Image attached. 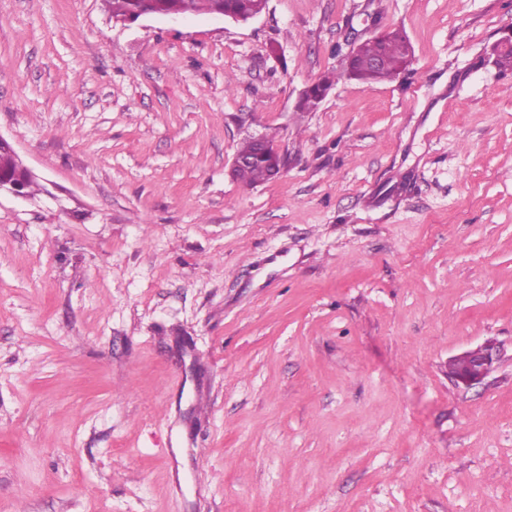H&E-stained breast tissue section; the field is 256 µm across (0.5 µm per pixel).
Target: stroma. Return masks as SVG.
<instances>
[{
  "mask_svg": "<svg viewBox=\"0 0 512 512\" xmlns=\"http://www.w3.org/2000/svg\"><path fill=\"white\" fill-rule=\"evenodd\" d=\"M394 28L411 74L340 73ZM507 42L512 0H0V512H512ZM112 3V15L116 18H127L142 8H148L142 15H167L183 9H191L196 13L222 12L224 15L240 17L248 16L255 7V0H109ZM188 12L173 13L168 16H183ZM138 17V18H139ZM137 18V19H138ZM135 19V20H137ZM335 74L332 72L331 74L326 75L321 81L315 83L313 85L311 93H308L304 96L303 99L298 103L297 109L299 112H313L319 105L320 95H325L326 92L331 88L334 83ZM312 85L308 86L306 89L302 91H306ZM237 153L248 155L252 159ZM237 153L234 155L230 168V174L234 169L238 168L233 176L237 181H240L245 186L252 187L257 183L271 180V171L277 162L276 156L256 154L254 144L250 139L242 142ZM246 163L248 164L245 165ZM463 361V369L460 372V363L457 360H449L448 375L454 376L453 380L457 385L470 388L482 383L491 373L495 364L501 358V350L493 340H487L476 348L466 350L452 357Z\"/></svg>",
  "mask_w": 512,
  "mask_h": 512,
  "instance_id": "obj_1",
  "label": "stroma"
}]
</instances>
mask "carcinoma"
<instances>
[{
    "label": "carcinoma",
    "instance_id": "obj_1",
    "mask_svg": "<svg viewBox=\"0 0 512 512\" xmlns=\"http://www.w3.org/2000/svg\"><path fill=\"white\" fill-rule=\"evenodd\" d=\"M112 15L116 18H127L142 8H148L156 15H167L183 9L196 13L222 12L224 15L240 17L248 16L255 7V0H110ZM382 57L377 68L370 67V60ZM412 48L409 39L400 29L391 30V34L383 39L372 38L350 49L341 60L342 72L367 82H379L395 78L403 73H410L412 65ZM335 74L326 75L313 85L312 91L298 103L300 112H312L319 103V96L326 94L334 83ZM238 153L251 157V161L237 169L234 178L248 187L270 180L272 168L277 162L273 155L255 153L254 144L247 139L242 142Z\"/></svg>",
    "mask_w": 512,
    "mask_h": 512
}]
</instances>
